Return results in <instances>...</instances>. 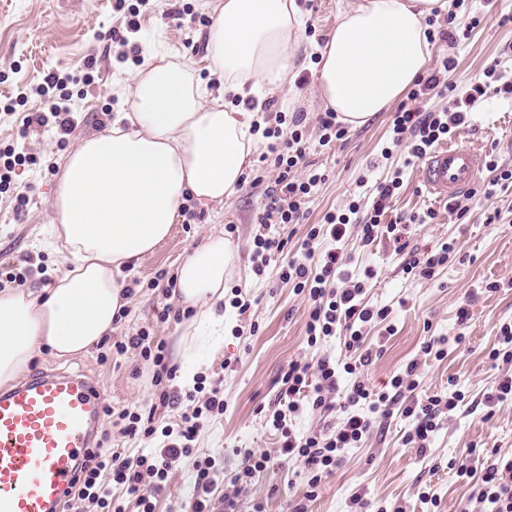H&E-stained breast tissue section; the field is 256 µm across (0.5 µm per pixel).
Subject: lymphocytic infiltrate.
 Returning a JSON list of instances; mask_svg holds the SVG:
<instances>
[{
    "label": "lymphocytic infiltrate",
    "mask_w": 512,
    "mask_h": 512,
    "mask_svg": "<svg viewBox=\"0 0 512 512\" xmlns=\"http://www.w3.org/2000/svg\"><path fill=\"white\" fill-rule=\"evenodd\" d=\"M454 67L451 58H443L438 67L428 75L420 77L409 92L413 107H400L392 122L390 144L381 151L382 159H389L393 148L407 149L409 161L426 156L440 141L451 138L467 122L469 108L486 93L487 81H498L496 68H487L485 82L476 83L442 109L427 110L423 103L434 91L446 87L448 73ZM503 93L512 95V82H501ZM304 115L297 112L286 116L277 112L274 123L262 130L266 148L272 156L277 175L267 186L265 196L268 207L258 218L259 224L277 219L282 224H297L304 217L303 206L325 181L324 174L307 167L306 130ZM403 184L401 175L377 187V196L369 209H362L353 201L343 213H327L323 223L312 225L302 243L303 261L292 260L280 266L281 281L292 284L297 293L307 295L311 305L306 324L308 345H316L323 337L335 335L337 331L349 333L348 349L357 351L354 361L335 366L323 360L317 365L316 378H309L307 366L297 362L289 363L282 382L280 398L282 407L272 410L267 421L280 431L283 442L278 455L245 452L233 475L234 482L251 481L256 475L274 468H283L292 462L303 463L307 472L308 489L305 500L296 504L291 512H306L305 503L313 499L323 477L331 475L346 449L356 448L368 435L375 414H388L394 404H402L405 417L413 418L414 428L406 437L419 451H426L430 437L439 428V416L443 411L455 410L463 395L452 391L445 395L417 396L419 387L418 364L410 362L403 372L392 377L391 394L374 395L360 379V369L370 360L369 352L363 351V329L371 323L387 319L388 309H375L364 301L366 285L353 278L341 256L347 241V228L357 225L361 239L371 244L385 239L400 242L401 230L398 225L382 221L385 202ZM330 239L329 250L319 251L323 239ZM498 346L488 357L501 372L494 392L486 398L487 407L512 401V324H502L497 332ZM137 348L142 358L154 368L153 380L161 384L159 402L162 406L178 410L176 425L156 427L152 417L143 416L139 409H123L118 419L123 432L130 437L140 436L158 440L155 453L130 457L123 452L101 448L92 453L83 467L68 502V512H82L83 503H91L103 512H125V497L135 498L140 512H154L153 500L167 484L169 472L174 463L190 456L192 443L203 426V415L216 416L224 412V397L219 389H212L204 407L182 410L185 398L183 390L174 386L175 367L165 359L164 341H150L148 331H140L127 341L117 342V352ZM350 375L352 384L346 400L349 413L338 426L315 431L296 437L288 426L293 414L300 411L303 400H310L313 408L325 406L327 391L338 384L340 374ZM367 404V412H360L358 404ZM461 477L480 476L481 484L477 501L483 512H512V458L488 464L483 472H476L469 462H461L457 468Z\"/></svg>",
    "instance_id": "lymphocytic-infiltrate-1"
}]
</instances>
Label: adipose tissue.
I'll list each match as a JSON object with an SVG mask.
<instances>
[{"label": "adipose tissue", "mask_w": 512, "mask_h": 512, "mask_svg": "<svg viewBox=\"0 0 512 512\" xmlns=\"http://www.w3.org/2000/svg\"><path fill=\"white\" fill-rule=\"evenodd\" d=\"M447 12L448 0H352L314 48L322 108L354 127L388 110L426 71L427 19ZM303 27L296 0H219L203 62L147 52L112 125L81 139L59 165L49 199L60 263L52 283L0 290L1 388L39 348L68 359L112 333L129 303L123 267L169 236L184 197L219 205L237 193L264 94L290 90L297 76ZM226 90L238 104L225 102ZM236 263L230 243L212 233L179 265L174 293L195 311L176 344L180 357L223 336L224 283Z\"/></svg>", "instance_id": "1"}]
</instances>
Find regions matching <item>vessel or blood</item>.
Masks as SVG:
<instances>
[{"mask_svg":"<svg viewBox=\"0 0 512 512\" xmlns=\"http://www.w3.org/2000/svg\"><path fill=\"white\" fill-rule=\"evenodd\" d=\"M482 167L477 147L451 143L422 161L420 182L431 197L458 201ZM104 409L101 389L70 372L34 375L0 393V512H60Z\"/></svg>","mask_w":512,"mask_h":512,"instance_id":"b4317fda","label":"vessel or blood"}]
</instances>
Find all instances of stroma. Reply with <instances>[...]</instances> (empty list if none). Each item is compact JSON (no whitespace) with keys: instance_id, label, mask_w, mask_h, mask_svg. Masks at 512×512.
I'll return each mask as SVG.
<instances>
[{"instance_id":"35a3bbf8","label":"stroma","mask_w":512,"mask_h":512,"mask_svg":"<svg viewBox=\"0 0 512 512\" xmlns=\"http://www.w3.org/2000/svg\"><path fill=\"white\" fill-rule=\"evenodd\" d=\"M134 0H0V154L12 153L20 162L12 173L11 189L0 193V264L30 259L27 288L47 285L59 264L56 253L45 249L49 235V206L58 164L76 143L106 130L117 112L133 61L122 60L123 46L112 33L124 30L128 8ZM218 0H157L156 8L137 18L135 36L141 48H155L170 54L201 60ZM453 23L440 20L430 26V65L443 57L454 58L449 77L458 90L481 81L488 66H496L503 81H512V0H453ZM454 27L456 42L439 38L446 27ZM95 62V82L84 86L81 77L87 60ZM71 74L73 80L63 90L71 106L76 127L66 141L50 137L38 128L23 129L22 120L31 112L47 111L46 98L29 95L20 99L22 88L42 82L52 72ZM316 62L307 60L293 89L294 104L282 95H271L276 109L304 113L309 135H316L321 114L311 97ZM393 111L377 113L360 127L349 128L345 139L331 147L310 149L307 159L327 175L318 195L304 207L297 224H279L275 230L286 246L274 258L264 276L253 271V240L260 231L257 222L266 198L264 188L276 176L266 159L264 142H257L245 174L246 184L223 207L191 202L194 219L180 217L169 236L154 253L144 258L131 278L137 283L134 299L120 317L111 336L88 352L61 361L41 350L31 361L29 373L76 371L101 388L113 410L139 407L153 410L160 423L173 421L175 410L160 406L153 367L139 350L123 355L112 352V344L148 330L166 343L167 362L180 366L175 355L183 321L177 300L163 296L189 249L208 232L226 233L238 254L236 268L226 288L238 287L251 302L247 312L225 306L227 329L223 339L200 347V373L205 391L218 387L224 395V415L207 420L198 433L190 457L178 464L167 491L156 500L155 512H192V471L194 461L218 458L225 472L236 469L238 451L276 453L283 438L267 425L263 410L277 399L281 374L289 362L316 365L329 358L343 365L349 356L341 335L306 343L308 301L296 294L292 285L278 278L279 266L300 257L301 244L313 224L322 223L327 212H341L361 191L360 179L369 185L390 180L396 168L404 170V184L386 202L383 223L401 224L407 249L396 252L392 242L369 245L360 240L358 228L349 231L346 254L349 268L369 275L365 298L368 305L389 307L386 324L368 326L363 345L372 352L363 379L374 391L386 392L390 380L409 362L418 364V395H443L460 390L465 399L451 415L441 416L426 453H418L405 443L413 419L402 416L399 407L389 415L376 417L361 447L347 449L333 474L324 479L317 497L305 501L307 512H374L378 500L403 507L404 512H459L477 493L478 478L459 477L450 464L477 454L483 460L494 454H512V401L488 411L485 398L496 386L499 373L488 360L495 348L499 327L512 322V185L493 195L462 199L465 217H458L447 203L428 199L418 182V165H405V151H395L382 166L374 161L389 141ZM454 141L480 146L486 159L512 168V98L488 91L472 112L468 123L456 132ZM23 192L29 204L15 212L13 195ZM427 223H419V216ZM235 225L227 233V225ZM455 241L458 253L433 278L404 273L408 252L437 251L445 241ZM172 318L160 322L162 308ZM467 308V321L458 318L459 308ZM443 336L453 344L446 358H427L422 348L430 337ZM339 389L328 396V408L304 409L293 417L292 428L303 435L337 423L343 416L341 405L350 385L349 376L338 380ZM307 474L301 463L287 470L268 471L247 483L218 481L213 512H224L221 501L233 498L239 512H288L304 501ZM435 495L439 507L422 503L421 493ZM361 496L364 507L356 509L352 499Z\"/></svg>"}]
</instances>
